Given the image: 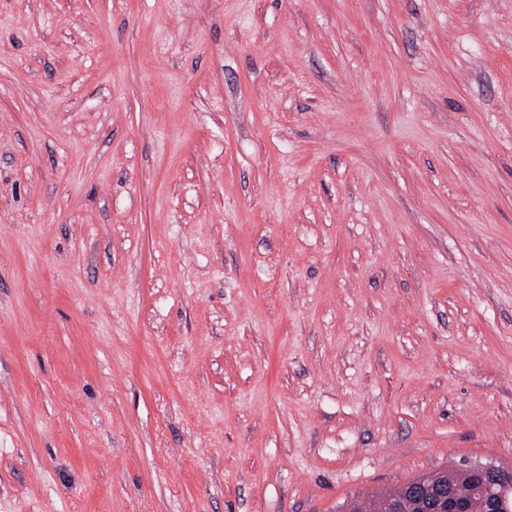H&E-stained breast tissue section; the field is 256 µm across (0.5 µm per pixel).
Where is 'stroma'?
<instances>
[{"label": "stroma", "mask_w": 512, "mask_h": 512, "mask_svg": "<svg viewBox=\"0 0 512 512\" xmlns=\"http://www.w3.org/2000/svg\"><path fill=\"white\" fill-rule=\"evenodd\" d=\"M512 465V0H0V512H339ZM448 477H454L452 471L440 470L431 472L426 475L419 476L413 480L405 483L397 492L386 497L371 496L365 499L358 500L350 512H384L383 505L385 500H389L393 497H401L404 494L406 488L414 483H422L427 486L428 490L435 488L436 485L448 484Z\"/></svg>", "instance_id": "obj_1"}]
</instances>
